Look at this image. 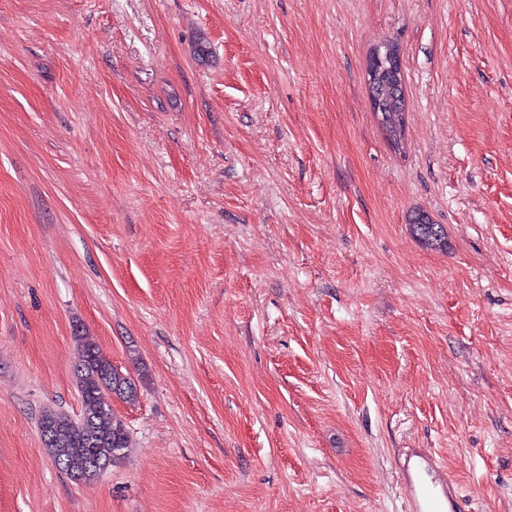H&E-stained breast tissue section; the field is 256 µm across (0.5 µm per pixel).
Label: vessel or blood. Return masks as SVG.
Instances as JSON below:
<instances>
[{"instance_id": "vessel-or-blood-1", "label": "vessel or blood", "mask_w": 512, "mask_h": 512, "mask_svg": "<svg viewBox=\"0 0 512 512\" xmlns=\"http://www.w3.org/2000/svg\"><path fill=\"white\" fill-rule=\"evenodd\" d=\"M398 466L408 512H462L458 484L434 451L403 449Z\"/></svg>"}]
</instances>
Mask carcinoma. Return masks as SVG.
Returning a JSON list of instances; mask_svg holds the SVG:
<instances>
[{"instance_id":"1","label":"carcinoma","mask_w":512,"mask_h":512,"mask_svg":"<svg viewBox=\"0 0 512 512\" xmlns=\"http://www.w3.org/2000/svg\"><path fill=\"white\" fill-rule=\"evenodd\" d=\"M422 213L410 222L412 233L424 245L440 246L445 239L441 225L419 223ZM79 359L74 366L77 390L84 412L74 419L64 412L47 411L41 415L50 437L44 447L54 462L62 463L60 471L70 479L83 475L94 460L108 459L116 463L124 457L129 435L126 424L105 402V394L131 401L137 386L130 374L122 372L92 342L75 335Z\"/></svg>"}]
</instances>
